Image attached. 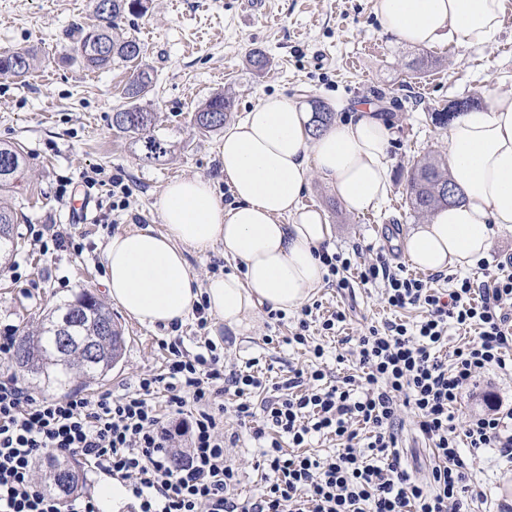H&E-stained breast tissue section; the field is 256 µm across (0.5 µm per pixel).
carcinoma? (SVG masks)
<instances>
[{
	"label": "carcinoma",
	"instance_id": "cac0c4a2",
	"mask_svg": "<svg viewBox=\"0 0 512 512\" xmlns=\"http://www.w3.org/2000/svg\"><path fill=\"white\" fill-rule=\"evenodd\" d=\"M97 23L92 26L75 24L68 33L73 54L70 60L79 61L88 70H104L117 60H135L143 56L139 39L126 34H114L117 20L126 14L142 16L147 12V0H92ZM33 56L27 51H14L0 55V73L24 77L31 68ZM153 86L150 70L144 68L127 89L129 105L113 113L112 124L117 129L138 136L143 142L146 157L158 158L167 153L164 144L151 134L154 115L139 105ZM232 100L222 94L208 99L195 110L194 125L200 131H215L224 126L227 113L232 111ZM24 155L13 145L0 144V191L14 187L24 166ZM462 199L461 191L448 175V169L438 160L426 159L411 172L407 179V201L417 214H428L442 205ZM12 207L0 197V273L4 272L16 250ZM69 317V342L93 339L99 347V357L73 367L64 362L67 346L60 342L55 324ZM124 339L112 313L89 291L78 293L73 300L53 307L46 322L34 330H24L14 344L11 364L22 375L40 378L47 384L65 386L79 378L86 381L107 376L112 361L122 355ZM56 476L50 477L51 487L60 494L78 489L79 475L67 464H50Z\"/></svg>",
	"mask_w": 512,
	"mask_h": 512
}]
</instances>
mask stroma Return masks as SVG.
<instances>
[{"label":"stroma","instance_id":"stroma-1","mask_svg":"<svg viewBox=\"0 0 512 512\" xmlns=\"http://www.w3.org/2000/svg\"><path fill=\"white\" fill-rule=\"evenodd\" d=\"M374 3L151 0L144 16L128 14L119 23L143 44L142 59L92 72L63 60L71 49L66 30L95 22L90 0H0V53L26 50L35 57L25 79L0 73V143L21 147L25 156L24 171L10 193L22 219L15 230L18 249L12 265L0 274V332L8 326L17 333L35 328L49 308L84 289L104 298L106 243L135 226L162 230L158 202L171 180H206L220 202H231L222 164L224 133H200L192 121L194 108L217 93L234 101L225 120L229 126L274 94L331 107L375 108L391 132L393 179L385 202L364 214L351 212L316 174L301 202L323 212L333 251L348 253L359 246L365 257L383 255L391 265L415 274L401 243L427 218L407 205V175L424 158L442 157L447 150L444 131L432 119L435 108L461 99L481 106L491 85L512 90V0L494 43L465 48L446 42L428 52L385 34ZM255 48L270 59L266 72H256L249 62ZM145 66L151 69L153 87L141 104L154 112V134L167 148L156 160L146 158L136 139L112 125L113 112L128 102L125 90L133 73ZM116 176L129 187L122 209L112 206ZM90 178L95 186L89 191L85 182ZM82 195L89 203L86 213L78 215L73 204ZM33 224L43 233L41 241H33L28 231ZM311 298L323 315L339 309L349 315L337 335L310 330L312 340L326 349V370L333 378L358 370L354 355L337 363L341 337L360 335L388 320L412 323L421 317L417 309H390L371 286L351 293L326 286ZM111 311L125 339L119 365L103 381L55 388L52 396L77 391L118 395L134 390L144 375L163 371L167 352L162 341L169 330L143 326L116 305ZM297 316L293 310L284 320H272L261 309L249 316L248 328L235 333L213 316L206 328H198L192 314L178 334L191 351L201 339H210L223 350L229 368L259 359L264 375L274 378L289 366L311 361L304 346L281 342ZM494 403L512 407V370L482 374L464 395L461 411L467 417L481 415ZM224 430L239 433L232 416H225ZM239 435L227 455L239 469L238 493L248 496L260 486L254 468L258 447L248 434ZM473 468L481 512H512V461L488 448Z\"/></svg>","mask_w":512,"mask_h":512}]
</instances>
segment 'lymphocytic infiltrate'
<instances>
[{"label":"lymphocytic infiltrate","mask_w":512,"mask_h":512,"mask_svg":"<svg viewBox=\"0 0 512 512\" xmlns=\"http://www.w3.org/2000/svg\"><path fill=\"white\" fill-rule=\"evenodd\" d=\"M326 281L348 288L349 271L361 284L381 285L394 309L422 308L415 326L387 322L356 340L361 375L324 385L323 370L292 369L273 384L252 371H225L213 342L196 353L181 338L166 345V371L140 378L135 392H105L89 398L35 395L12 377L0 382V512H98L90 494L61 506L59 495L34 478L44 457H77L120 481L132 497V512H477L471 455L497 449L512 459V408L489 413L456 429L454 411L485 369L505 368L512 347V273L505 263L482 278L456 279L448 293L427 279L405 275L383 256L353 265L341 252L321 250ZM473 328L475 341L440 351L449 328ZM233 410L262 446L255 466L264 474L258 496L233 493L238 471L224 454L225 391ZM164 392L169 415L152 403ZM412 410L435 463L427 480L404 467L397 450L401 408ZM190 447L170 451L179 435ZM333 436L343 446L335 456L305 454L314 437ZM292 452H284V444Z\"/></svg>","instance_id":"f902f5d3"}]
</instances>
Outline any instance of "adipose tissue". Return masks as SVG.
I'll list each match as a JSON object with an SVG mask.
<instances>
[{"label":"adipose tissue","mask_w":512,"mask_h":512,"mask_svg":"<svg viewBox=\"0 0 512 512\" xmlns=\"http://www.w3.org/2000/svg\"><path fill=\"white\" fill-rule=\"evenodd\" d=\"M375 11L386 33L416 48L445 38L486 45L502 27L506 0H376ZM312 119L306 106L271 95L225 131L230 204L220 203L207 181H170L159 201L163 231L135 227L105 247L103 284L112 302L140 324L168 329L203 299L226 326L240 329L254 309L287 312L321 288L327 270L318 253L331 227L320 211L302 206L301 194L315 173L349 211L376 209L390 188L391 135L369 106L316 136ZM444 133V161L463 198L404 240L409 260L429 273L475 266L487 258L495 232L512 228V91L488 88L484 105L451 119ZM219 243L243 273L199 282L186 251L204 255Z\"/></svg>","instance_id":"1"}]
</instances>
